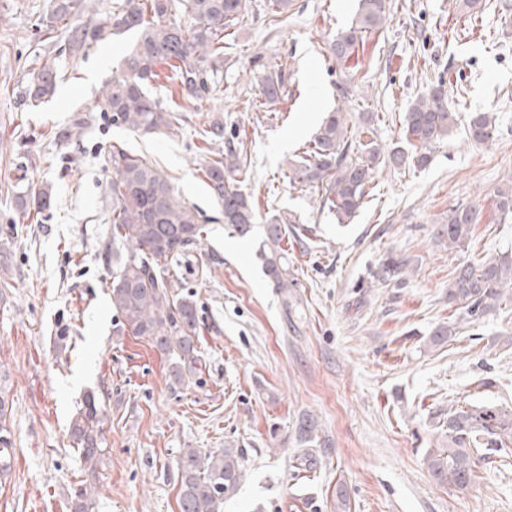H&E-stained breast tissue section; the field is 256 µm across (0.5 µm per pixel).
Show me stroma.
I'll list each match as a JSON object with an SVG mask.
<instances>
[{"label":"stroma","mask_w":512,"mask_h":512,"mask_svg":"<svg viewBox=\"0 0 512 512\" xmlns=\"http://www.w3.org/2000/svg\"><path fill=\"white\" fill-rule=\"evenodd\" d=\"M50 0H0V370L13 409L11 476L0 512H70L88 472L69 424L87 395L108 416L95 512H180L178 460L186 448L243 452L245 475L224 512H512V458L481 460L464 489L431 474L458 406L512 410V302L465 318L448 283L467 261L512 259V220L497 192L512 186V0H389L383 24L357 50L356 83L327 43L357 0H293L273 24L268 0L224 38L219 95L177 132L142 136L113 126L98 106L131 37L66 53L65 30L36 21ZM56 60L55 99L21 102L32 72ZM281 73L266 106L261 81ZM445 80L456 127L428 166L379 167L350 223L322 207L319 190L291 183L288 161L306 151L322 118L350 124L375 113L382 151L403 142V117ZM493 113L495 141L466 138L472 113ZM238 134L250 166L242 190L259 228L232 236L203 181L206 119ZM121 144L162 170L206 219L198 251L170 270L198 302L201 362L172 389L168 361L147 340L118 331L110 299L109 151ZM49 183L53 201L17 209L23 182ZM478 211L465 248L437 234L451 209ZM292 218L281 243L289 290L274 287L259 256L260 227ZM407 263L400 282L378 281L384 259ZM459 323L447 342L432 331ZM315 439L300 437L303 422ZM345 500H338V493Z\"/></svg>","instance_id":"35a3bbf8"}]
</instances>
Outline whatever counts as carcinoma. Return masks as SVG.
<instances>
[{"mask_svg":"<svg viewBox=\"0 0 512 512\" xmlns=\"http://www.w3.org/2000/svg\"><path fill=\"white\" fill-rule=\"evenodd\" d=\"M82 0H51L38 19L43 32L60 27L68 30V51L87 53L92 45L114 35L132 33L133 41L121 58L112 78L101 89L100 110L112 114V124L133 132L156 134L175 130L183 121V105L197 107L198 101L216 93L224 76V30L242 19L247 0H118L100 24L71 25L81 10ZM388 0H358L351 23L339 30L328 44L333 59L341 64L357 52L364 37L382 25ZM191 16L187 28L169 18L173 10ZM169 70L178 85L182 103L162 107L151 87L163 70ZM59 72L54 62L44 63L28 81L22 101L37 108L55 94ZM282 75L267 74L262 83L265 100L274 105L282 97ZM455 126L448 110L445 81L432 84L429 92L405 113V145L384 154L375 141L358 142L362 151L348 155L349 138L361 131L349 129L346 114L338 109L327 115L317 131L312 147L292 162L289 178L325 191L329 212L343 224L354 217L366 194L377 165L402 166L411 162L425 167L435 145L447 140ZM497 134L495 118L475 112L469 119L467 139L484 144ZM201 140L224 142V153L204 161L201 168L211 196L222 212L224 224L239 237L248 236L256 221L249 196L242 192L239 176L246 173L247 156L227 136L224 123L213 121L200 131ZM112 175L108 194L112 199V307L119 327L133 336L145 338L169 363L171 385L189 383L199 360L197 347L199 319L197 302L179 289L177 278L167 263L197 248L205 231L199 210L180 200L169 178L122 145L109 151ZM24 212L42 211L51 206V193L31 182L16 197ZM476 212L456 207L448 214V224L440 233L448 238V249L464 246L472 233ZM286 234L276 216L265 227L260 256L265 271L277 288L288 287L279 251ZM405 262L392 257L382 261L378 280H399ZM512 296V262L464 263L448 283V302L465 308L468 317L483 314L504 295ZM8 375L0 372V481L7 479L13 457ZM104 406L89 395L73 418L70 437L84 462L90 464L91 479L72 490V512H94L96 465L105 452ZM448 452L428 455V466L442 483L466 487L473 479L476 460L490 452L506 458L512 454V411L494 406L456 407L448 412ZM180 512H223L224 502L237 491L244 475L242 450L221 448L202 453L186 448L178 462Z\"/></svg>","mask_w":512,"mask_h":512,"instance_id":"carcinoma-1","label":"carcinoma"}]
</instances>
